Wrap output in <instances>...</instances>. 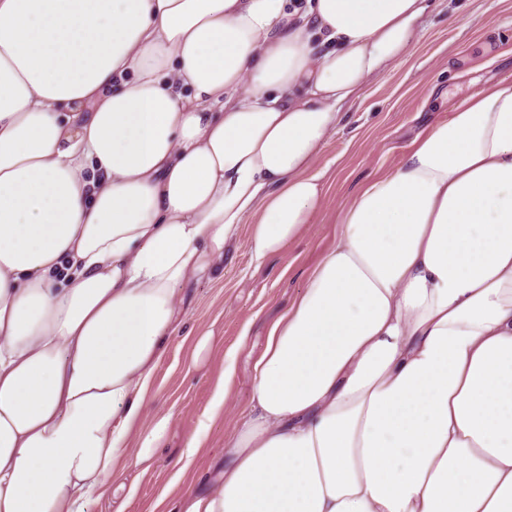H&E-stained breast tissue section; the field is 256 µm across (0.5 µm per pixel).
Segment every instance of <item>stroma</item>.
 <instances>
[{"label": "stroma", "mask_w": 512, "mask_h": 512, "mask_svg": "<svg viewBox=\"0 0 512 512\" xmlns=\"http://www.w3.org/2000/svg\"><path fill=\"white\" fill-rule=\"evenodd\" d=\"M401 62L371 77L314 165L325 205L281 256L255 265L250 225H240L223 274L192 282L179 321L154 370L148 414H171L172 427L149 468L122 473L124 489L97 501L92 512H170L173 501L211 479L224 461V442L249 412L251 359L271 323L302 291L309 270L338 232L337 213L371 176L393 170L425 125L482 85L512 77V0H431ZM213 336L207 360L190 366L197 337ZM234 369L227 402L195 455L187 446L209 410L225 356Z\"/></svg>", "instance_id": "35a3bbf8"}]
</instances>
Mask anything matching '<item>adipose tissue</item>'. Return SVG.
<instances>
[{
	"label": "adipose tissue",
	"instance_id": "adipose-tissue-1",
	"mask_svg": "<svg viewBox=\"0 0 512 512\" xmlns=\"http://www.w3.org/2000/svg\"><path fill=\"white\" fill-rule=\"evenodd\" d=\"M425 0H0V512H91L171 415L181 286L324 203L342 102ZM173 512H512V78L422 129L253 363Z\"/></svg>",
	"mask_w": 512,
	"mask_h": 512
}]
</instances>
